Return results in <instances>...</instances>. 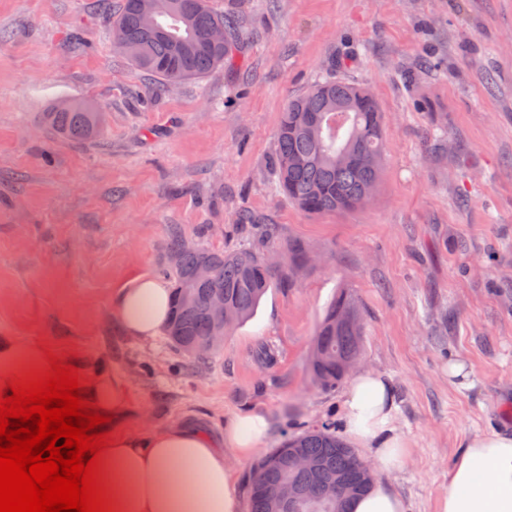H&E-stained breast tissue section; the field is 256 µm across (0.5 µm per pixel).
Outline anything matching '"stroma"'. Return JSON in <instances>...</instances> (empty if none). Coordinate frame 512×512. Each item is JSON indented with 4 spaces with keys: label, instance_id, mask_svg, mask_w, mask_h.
I'll return each mask as SVG.
<instances>
[{
    "label": "stroma",
    "instance_id": "1",
    "mask_svg": "<svg viewBox=\"0 0 512 512\" xmlns=\"http://www.w3.org/2000/svg\"><path fill=\"white\" fill-rule=\"evenodd\" d=\"M251 37L233 67L157 81L116 49L97 0H0V336L45 346L80 378L127 380V430L174 422L223 445L238 415L285 430L341 418L309 353L338 290L363 309L357 372L384 376L410 447L376 470L407 512H440L474 434L512 432V0H213ZM370 89L387 145L365 205L310 215L278 196L276 132L288 100L325 71ZM84 99L90 142L42 112ZM312 255L291 286L195 366L165 336H123L114 299L161 277L172 230L215 251L264 229ZM275 356L258 361L259 348ZM464 364L467 379L451 377Z\"/></svg>",
    "mask_w": 512,
    "mask_h": 512
}]
</instances>
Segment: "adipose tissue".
Returning <instances> with one entry per match:
<instances>
[{
    "mask_svg": "<svg viewBox=\"0 0 512 512\" xmlns=\"http://www.w3.org/2000/svg\"><path fill=\"white\" fill-rule=\"evenodd\" d=\"M172 289L163 280L142 277L119 292L114 320L121 331L143 341L164 328ZM45 348L16 336H0V391L8 381L33 369L48 368ZM101 412L121 421L132 395L120 376L95 375L86 384ZM396 406L389 382L362 373L348 386L343 419L357 440L371 445L383 470H392L409 453L394 426ZM269 431L265 414L236 417L224 434V448L213 447L195 427L171 424L142 434L117 428L99 456V477L112 512H238L234 469L224 457L251 458ZM440 512H512V435L470 437L448 472V493Z\"/></svg>",
    "mask_w": 512,
    "mask_h": 512,
    "instance_id": "ef3b65f1",
    "label": "adipose tissue"
}]
</instances>
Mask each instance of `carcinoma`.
Returning <instances> with one entry per match:
<instances>
[{"mask_svg":"<svg viewBox=\"0 0 512 512\" xmlns=\"http://www.w3.org/2000/svg\"><path fill=\"white\" fill-rule=\"evenodd\" d=\"M137 2L123 0L115 14L104 7L112 43L135 67L163 83L204 77L248 39L239 22L215 11L209 0H166V6L148 17L139 12ZM216 26L224 27L221 45L209 41ZM338 103L346 108L339 117L333 112ZM98 116L94 104L80 100L69 111L53 105L41 113V122L68 140L89 141L103 128ZM385 151L382 117L366 87L327 73L282 112L273 161L276 188L309 214L351 211L368 200L379 182ZM275 247L269 233L262 252L242 248L220 253L172 232L167 256L177 261L163 267L173 282L172 314L164 327L169 343L193 361H204L206 356L195 355L194 348L229 330L212 314L213 296L224 294L231 325L250 318L268 289L285 276L282 268L267 262L265 251ZM200 268L208 271L206 277L195 276ZM362 325L358 300L340 291L314 339L321 358L309 360L311 378L321 388L330 390L344 379L336 368L340 356L361 354ZM293 451L308 457L311 466H296ZM263 464V484L247 480L249 512H272L284 490L292 493L293 512H348L350 499L372 486L361 483L363 463L331 420L285 435L255 466ZM338 479L352 486L339 498L334 494Z\"/></svg>","mask_w":512,"mask_h":512,"instance_id":"carcinoma-1","label":"carcinoma"}]
</instances>
